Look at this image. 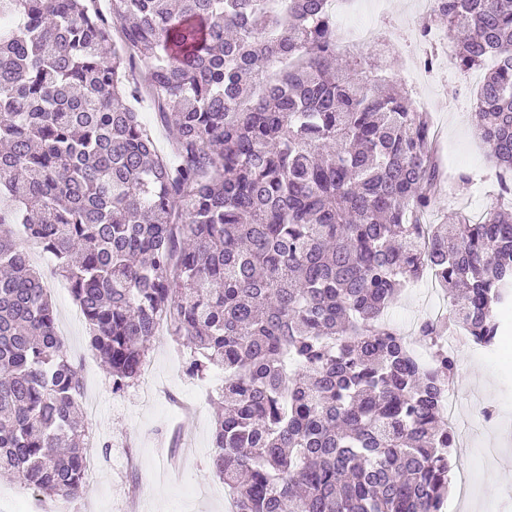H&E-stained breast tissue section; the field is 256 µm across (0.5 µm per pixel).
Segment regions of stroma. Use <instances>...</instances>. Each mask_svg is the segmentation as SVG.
Here are the masks:
<instances>
[{"mask_svg": "<svg viewBox=\"0 0 512 512\" xmlns=\"http://www.w3.org/2000/svg\"><path fill=\"white\" fill-rule=\"evenodd\" d=\"M433 0H363L376 10L392 42L401 45L384 72L388 83L414 85V104L429 112L436 135V157L449 191L435 199L428 223H441L450 210L480 219L512 199L500 196L486 145L474 134L470 113L482 81L478 70L461 72L442 61L433 75L421 73L431 42H417L414 31L429 15ZM471 175L459 187L458 174ZM55 306L69 358L78 366L82 412L91 452L98 464L95 482L85 483L70 500L55 501L57 512H228L229 494L212 471V396L224 382L221 370L206 379L189 377L172 336L159 333L149 344V363L158 386L144 400L139 385L113 392L109 376L89 347L85 321L65 281L54 275L52 258L35 252ZM426 282L409 288L388 311L413 334L428 313ZM504 335L497 356L459 353L452 383L461 399L460 418L469 430L466 447L451 451L452 466L463 473L467 494L449 493L443 512H512V307L498 312ZM494 407L485 421L482 407Z\"/></svg>", "mask_w": 512, "mask_h": 512, "instance_id": "stroma-1", "label": "stroma"}]
</instances>
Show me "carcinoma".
Listing matches in <instances>:
<instances>
[{
	"mask_svg": "<svg viewBox=\"0 0 512 512\" xmlns=\"http://www.w3.org/2000/svg\"><path fill=\"white\" fill-rule=\"evenodd\" d=\"M97 2L0 0V478L70 498L88 458L32 245L113 392L161 322L189 376L224 371L212 468L232 512H441L459 359L440 341L500 336L512 213L421 223L443 179L431 119L376 54L332 70L328 0ZM434 4L455 64L485 71L472 122L512 195V0ZM427 270L449 308L418 324L422 362L384 315ZM138 109L139 112H141L140 115L143 121L155 130L158 148L161 151H166L170 140V129L160 123L157 119L156 111L149 102H142L140 106H138Z\"/></svg>",
	"mask_w": 512,
	"mask_h": 512,
	"instance_id": "1",
	"label": "carcinoma"
}]
</instances>
